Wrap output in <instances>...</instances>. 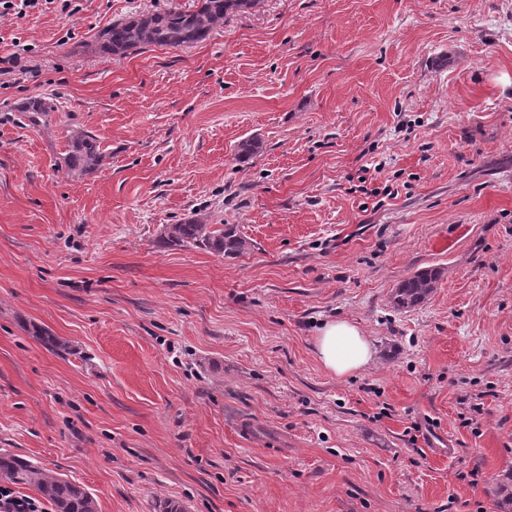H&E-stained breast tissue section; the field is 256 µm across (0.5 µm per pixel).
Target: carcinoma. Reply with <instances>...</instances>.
I'll list each match as a JSON object with an SVG mask.
<instances>
[{"mask_svg":"<svg viewBox=\"0 0 512 512\" xmlns=\"http://www.w3.org/2000/svg\"><path fill=\"white\" fill-rule=\"evenodd\" d=\"M262 0H202L195 11H156L138 14L115 22L98 34L101 52L122 57L133 49L147 46L177 48L197 43L224 24V18L258 7ZM20 111L32 127L40 126L55 104L46 98H30ZM101 141L81 129H69L63 162L67 173L80 176L96 172L107 160ZM160 243L167 247L192 246L219 256L239 255L249 249L250 242L231 224H209L200 218H189L177 224H166ZM438 277L435 269L422 270L396 287L393 302L397 309L418 305L434 288ZM32 335L52 350H64L68 343L32 326ZM0 482L30 485L54 509V512H95L92 495L80 484L63 479L19 455L0 453Z\"/></svg>","mask_w":512,"mask_h":512,"instance_id":"carcinoma-1","label":"carcinoma"}]
</instances>
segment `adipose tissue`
Here are the masks:
<instances>
[{
	"label": "adipose tissue",
	"mask_w": 512,
	"mask_h": 512,
	"mask_svg": "<svg viewBox=\"0 0 512 512\" xmlns=\"http://www.w3.org/2000/svg\"><path fill=\"white\" fill-rule=\"evenodd\" d=\"M314 349L323 369L339 378L363 371L374 359L368 337L356 324L345 320L325 323L315 338Z\"/></svg>",
	"instance_id": "adipose-tissue-1"
}]
</instances>
